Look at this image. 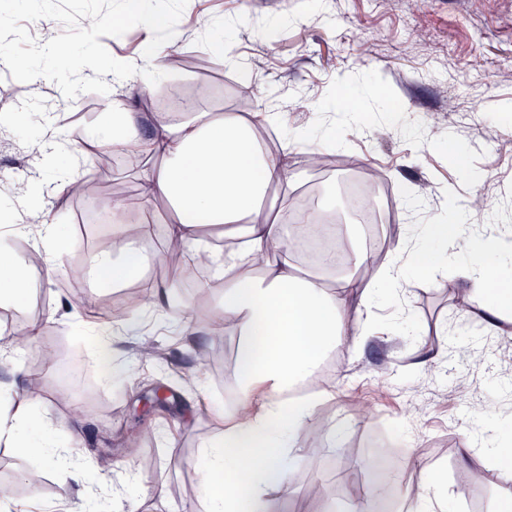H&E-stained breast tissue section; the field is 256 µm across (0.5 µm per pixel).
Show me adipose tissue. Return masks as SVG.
I'll return each instance as SVG.
<instances>
[{
  "label": "adipose tissue",
  "mask_w": 512,
  "mask_h": 512,
  "mask_svg": "<svg viewBox=\"0 0 512 512\" xmlns=\"http://www.w3.org/2000/svg\"><path fill=\"white\" fill-rule=\"evenodd\" d=\"M137 20L143 25L142 50L135 60L115 58L96 63L101 87L114 97V110L94 140L95 145L135 159L163 158L159 167L147 165L140 174L144 203L166 200L173 221L166 227L169 244L196 250L224 281V305L215 314L211 331L233 328L238 336L235 369L239 402L224 422L223 433L202 452V489L206 512H285L291 484L290 463L295 439L313 416L312 400L288 399L290 390L314 381L323 358L336 346L358 352L368 331L366 317L378 292H399L402 265L411 263L434 275L443 274L449 259L466 256L455 293L462 305L482 301V333H501L499 319L512 309V227L485 238L472 234L468 216L474 196L457 198L451 219L435 217L421 225L395 227L397 253L350 239L354 267L372 269L374 284L351 274L326 277L313 270L300 273L292 246L291 225L271 219L263 203L271 184L281 182L299 163L296 146L311 133L296 131L289 143L271 152L256 136L257 124L237 112H193L179 123L156 117L145 124L141 113L122 106L116 92L130 96L151 90L164 76L171 43L162 32L161 14L148 0H119L112 13L114 26ZM29 123L37 134L42 167L53 170L49 182L30 178L23 198L43 216L34 244L56 268L67 240L45 201L56 184L80 179L82 152L60 137L55 115L32 109ZM112 246L91 258L89 277L98 285L123 287L142 281L150 260L147 240L127 232V207L112 201ZM228 225L233 248L210 245L200 228ZM26 257L15 251L11 235L0 231V297L20 300L25 288ZM49 420L41 413H18L0 405V444L23 447L35 460L79 472L83 460L69 446L48 435ZM470 455L493 462L499 480L485 512H512V443L485 439L475 433ZM448 491L427 476L424 484L399 488L380 472L365 486L360 512H377L378 505L400 502L403 512H437Z\"/></svg>",
  "instance_id": "1"
}]
</instances>
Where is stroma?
<instances>
[{"mask_svg": "<svg viewBox=\"0 0 512 512\" xmlns=\"http://www.w3.org/2000/svg\"><path fill=\"white\" fill-rule=\"evenodd\" d=\"M150 6L166 16L172 48L158 85L130 99L140 111L183 119V111L163 103L176 92L189 96L197 110L231 112L247 76L258 111L281 115L275 135L283 140L289 131L315 127L323 101L337 83L346 85L361 129L347 130L341 141L323 134L318 150L326 167L304 161L289 182L272 185L277 209L290 212L306 197L314 206L332 207L339 225L363 235V225L352 223L343 209L338 166L351 164L362 178L381 171L388 197L376 235L390 243L393 225L447 216L451 196L469 194L443 147L451 139L481 174L479 192L496 202L493 209L474 210L473 233L512 225V0H210L204 11L197 0H151ZM112 8L113 0H0V22L51 35L80 60L132 55L142 39L137 24L121 27L112 47L86 37L82 17L94 12L108 22ZM42 13L51 15L49 27L37 25ZM235 17L241 20L233 33L237 68L218 63L207 45L215 23ZM13 45L19 65L0 73V173H43L31 128L13 121L26 104L55 112L59 133L83 143L84 173H96L106 151L85 138L111 111V96L83 71L76 75L75 97L58 100L61 72L32 55L29 43L17 39ZM31 67L40 70L38 81L27 80ZM136 172L114 163L91 197L57 189L47 207L70 241L61 264L47 272L42 255L27 249L26 301L0 305V335L35 320L43 327L21 358L0 359V391L23 411L30 407L27 390L41 382L43 396L32 407L49 418L58 442H65L68 427L78 426L80 453L93 462L80 481L45 467L43 483L32 487L24 479L29 457L0 447V482L17 487L23 512H87L93 499L110 501L115 489L138 498L160 485L161 512H205L199 454L221 430L215 410L228 414L237 406V337L230 329L208 332L224 303L223 281L206 274L201 285L178 287L173 264L162 259L163 205L133 198L129 231L149 229L159 257L145 277L170 287L171 310L189 317L194 332L179 338L149 317L138 335L114 338L108 360L95 341L96 331L115 321L114 306L127 300L138 310L149 300L148 289L101 288L88 278L90 257L105 247L111 199L139 189ZM408 193L421 198L420 209L404 207ZM456 269L449 263V280L438 287L425 272L407 267L402 292L377 311L374 331L357 356L342 346L328 354L327 394L297 437L292 462L289 496L302 501L304 512H330L337 480L363 473L367 460L384 454L401 487L436 474L452 486L448 512H484L486 496L497 490L492 467L472 462L485 478L480 493L463 490L455 479L477 413L494 409L503 435L512 438V395L502 390L508 377L500 369L512 323L504 324L501 336L485 339L482 363L469 360L468 342L481 331V304L461 306L452 282ZM74 295L83 300L78 321L62 308ZM442 327L462 345L444 364L433 359ZM126 364L134 366V376L121 375ZM158 390L166 399L156 405L150 398ZM454 422L464 424V432L451 431ZM334 426L343 429L336 443L327 438ZM337 505L351 512L350 501Z\"/></svg>", "mask_w": 512, "mask_h": 512, "instance_id": "35a3bbf8", "label": "stroma"}]
</instances>
